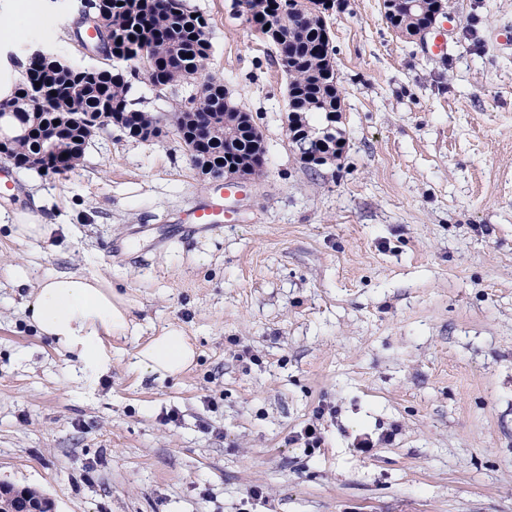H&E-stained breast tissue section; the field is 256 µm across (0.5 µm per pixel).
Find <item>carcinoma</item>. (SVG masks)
<instances>
[{"mask_svg":"<svg viewBox=\"0 0 512 512\" xmlns=\"http://www.w3.org/2000/svg\"><path fill=\"white\" fill-rule=\"evenodd\" d=\"M246 21L253 31L261 35L266 28L280 30V41L274 43L293 64L280 65L288 78V123L293 136L310 125L314 114L324 116L330 124L336 120L333 99L336 94L334 76L325 64L327 56L334 54L324 27L316 12L318 0H247ZM209 27L201 15L194 14L186 0H168L166 6L156 7L146 0H112V28L125 35L124 44L117 46L114 59L126 63V74H115L107 85L91 86L78 76H73L67 97L63 100L45 96L38 111H33L31 101L44 92L51 77L28 63L17 92L19 95L9 102L11 110L0 119V129L15 137L11 148L13 165L28 169L37 162L45 173L62 174L79 165L84 157L86 142L78 145L63 142L50 147L33 134L34 120L50 123L62 114L75 118L87 112H97L103 101L110 99L116 107L131 106L129 93L132 81L142 76L148 78L154 90L161 92L181 83L197 81L205 70L212 51L211 38L205 37L203 29ZM155 41L154 52L165 60V65L148 74L143 73L139 57L141 41ZM231 102L226 100L224 84L207 78L201 90L183 98L169 118L176 127L180 139H189L193 132L178 119L186 112H205L213 120L216 132L197 147L198 156L205 160L215 173L234 162L238 155L251 159L256 174L263 172L265 151L254 147L247 131L235 136L233 149L224 148L223 114L230 111ZM156 118L154 112L134 111L130 113L126 128L134 129L151 125Z\"/></svg>","mask_w":512,"mask_h":512,"instance_id":"obj_1","label":"carcinoma"}]
</instances>
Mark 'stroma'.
<instances>
[{
    "instance_id": "1",
    "label": "stroma",
    "mask_w": 512,
    "mask_h": 512,
    "mask_svg": "<svg viewBox=\"0 0 512 512\" xmlns=\"http://www.w3.org/2000/svg\"><path fill=\"white\" fill-rule=\"evenodd\" d=\"M186 3L211 29L209 74L259 119L264 174L223 197L175 137L115 126L63 174L0 161V208L56 220L33 246L0 227V483L56 512H512V0H447L440 55L394 32L382 0H340L345 148L313 169L288 139L275 46L233 0ZM79 4L30 0L0 61L44 47L84 63ZM197 89L141 79L131 98L170 112ZM217 197L226 223L190 231ZM16 262L103 276L139 336L84 370L26 325ZM169 323L195 364L133 371ZM314 419L311 451L295 434ZM366 434L390 440L362 457Z\"/></svg>"
}]
</instances>
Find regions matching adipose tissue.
Returning a JSON list of instances; mask_svg holds the SVG:
<instances>
[{"mask_svg":"<svg viewBox=\"0 0 512 512\" xmlns=\"http://www.w3.org/2000/svg\"><path fill=\"white\" fill-rule=\"evenodd\" d=\"M50 218L30 211H1L0 224L14 239L36 243L45 238ZM14 287L29 291L25 321L63 353L75 355L83 365L103 368L112 361L113 340L125 337L132 323V308L96 276L46 271L31 281L26 266L8 270ZM196 347L184 329L169 324L140 346L133 369L160 379L177 378L195 362Z\"/></svg>","mask_w":512,"mask_h":512,"instance_id":"obj_1","label":"adipose tissue"}]
</instances>
